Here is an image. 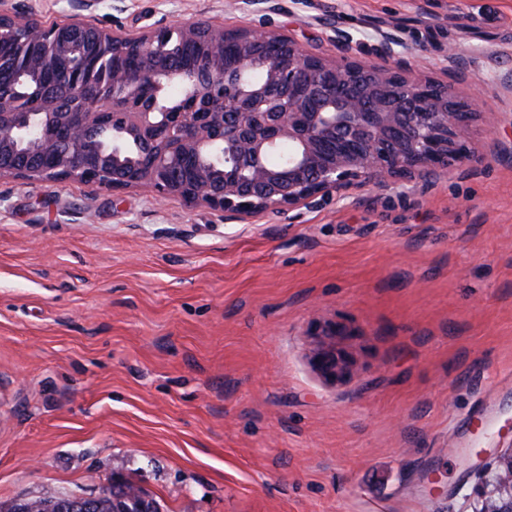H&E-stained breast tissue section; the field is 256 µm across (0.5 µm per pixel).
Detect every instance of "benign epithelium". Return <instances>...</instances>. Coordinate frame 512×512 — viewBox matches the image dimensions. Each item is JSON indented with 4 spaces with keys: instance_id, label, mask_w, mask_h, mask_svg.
<instances>
[{
    "instance_id": "7a95c632",
    "label": "benign epithelium",
    "mask_w": 512,
    "mask_h": 512,
    "mask_svg": "<svg viewBox=\"0 0 512 512\" xmlns=\"http://www.w3.org/2000/svg\"><path fill=\"white\" fill-rule=\"evenodd\" d=\"M21 30L29 43L54 53H85L98 59L160 53L168 26L126 33L99 27L85 15L45 24L15 12L0 0V39ZM189 40L208 44L209 57L193 69L112 66L103 96L73 84L83 112H61L47 102L39 112L20 106L10 86L0 84V150L17 156L0 165V177L79 180L99 188L146 189L158 199L205 205L245 220L271 212L314 208L354 189H383L398 180L437 179L454 167L476 165L498 151L470 145L462 130L474 121L497 122L477 98L461 95L453 81L414 75L397 59L399 42L381 36L376 60L348 53L328 57L305 49L285 32L250 25L226 27L203 19L180 27ZM238 42L233 68L224 67V45ZM262 82L244 89L254 69ZM185 86L203 112L178 113L177 125L162 130L153 106L137 98L138 87L162 77ZM143 143L147 154L122 155L126 142ZM292 145L288 165L266 164L280 143ZM316 363L333 381L349 371L345 355L320 344ZM482 507L477 512H512V448L495 471L479 474Z\"/></svg>"
}]
</instances>
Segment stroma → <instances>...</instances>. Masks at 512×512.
<instances>
[{
    "mask_svg": "<svg viewBox=\"0 0 512 512\" xmlns=\"http://www.w3.org/2000/svg\"><path fill=\"white\" fill-rule=\"evenodd\" d=\"M253 24L373 57L383 34L498 112L486 162L248 221L138 188L0 178V504L96 495L160 512H475L512 447V0H274ZM237 0H102L139 32ZM462 48V61L451 60ZM339 327L346 380L313 363ZM503 427L461 447L477 400Z\"/></svg>",
    "mask_w": 512,
    "mask_h": 512,
    "instance_id": "stroma-1",
    "label": "stroma"
}]
</instances>
